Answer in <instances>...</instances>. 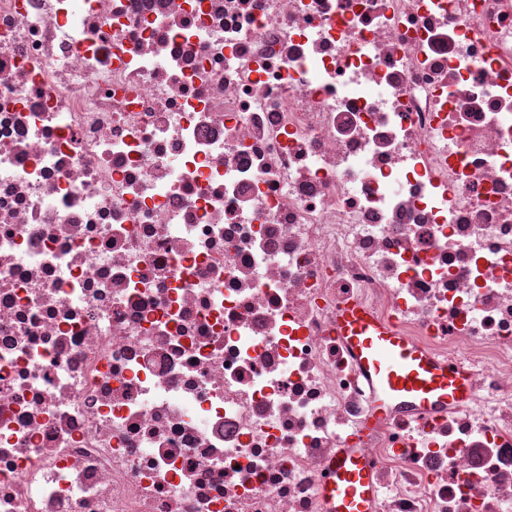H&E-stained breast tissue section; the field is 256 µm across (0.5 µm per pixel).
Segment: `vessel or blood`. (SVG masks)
<instances>
[{
	"label": "vessel or blood",
	"instance_id": "vessel-or-blood-1",
	"mask_svg": "<svg viewBox=\"0 0 512 512\" xmlns=\"http://www.w3.org/2000/svg\"><path fill=\"white\" fill-rule=\"evenodd\" d=\"M336 333L371 387L367 425L398 411L423 418L472 398L461 365L436 358L361 304L337 312ZM373 470V459L362 449L339 454L322 486L328 512H377L380 490Z\"/></svg>",
	"mask_w": 512,
	"mask_h": 512
}]
</instances>
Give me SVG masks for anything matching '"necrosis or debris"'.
<instances>
[{
	"mask_svg": "<svg viewBox=\"0 0 512 512\" xmlns=\"http://www.w3.org/2000/svg\"><path fill=\"white\" fill-rule=\"evenodd\" d=\"M358 300L476 395L364 440ZM512 512V0H0V512ZM374 461L362 448H346L336 457L322 485L328 512H377L380 490Z\"/></svg>",
	"mask_w": 512,
	"mask_h": 512,
	"instance_id": "obj_1",
	"label": "necrosis or debris"
}]
</instances>
